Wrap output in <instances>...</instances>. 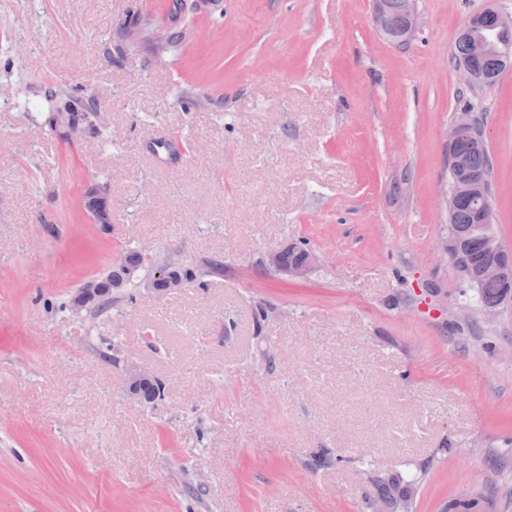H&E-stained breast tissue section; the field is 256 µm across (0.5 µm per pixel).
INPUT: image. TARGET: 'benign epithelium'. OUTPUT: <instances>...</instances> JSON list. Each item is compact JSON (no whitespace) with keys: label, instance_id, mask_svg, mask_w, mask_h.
<instances>
[{"label":"benign epithelium","instance_id":"benign-epithelium-1","mask_svg":"<svg viewBox=\"0 0 512 512\" xmlns=\"http://www.w3.org/2000/svg\"><path fill=\"white\" fill-rule=\"evenodd\" d=\"M375 22L381 34L389 40L401 44L409 43L417 31V17L414 0H400L392 4L391 0H375ZM398 7L405 15L407 24L397 34L389 28V17L392 7ZM512 28V16H508L493 5H488L475 13L460 29L459 34L469 39L471 56L483 59L487 56L495 57L503 63L512 62V38L508 36ZM475 120L471 113L460 112L451 126L448 138V170L453 176L456 187L443 191V198L448 213H453L460 194L467 193L480 199L476 209V226L482 238L483 261L476 271L468 267L467 252L458 235L454 232L445 237L442 256L449 260L460 274L478 285L487 281H495L502 288L503 297L495 303L482 308L486 321H495L503 311V305L512 301V247L505 245L493 230V216L487 202L491 194L490 182L484 173L473 172L468 169L463 160L455 153L456 145L470 135L474 129ZM83 206L90 223L97 230L106 231L112 224V199L110 187L106 184L91 183L87 186L83 198ZM281 252H271L267 256V264L286 276L295 279L307 278L317 267L319 257L312 251H303L301 259L289 266L281 265ZM185 260L178 253H172L164 259L163 265L156 271L153 278L141 283V291L145 295H155L162 292L160 286L170 282L174 272L182 270ZM110 289L103 287L97 280L87 283L83 289L81 300L70 306L73 316L80 318L83 313L97 306ZM155 376L144 369L129 364L126 368L125 390L127 396L139 404L147 402L142 387L150 385Z\"/></svg>","mask_w":512,"mask_h":512}]
</instances>
